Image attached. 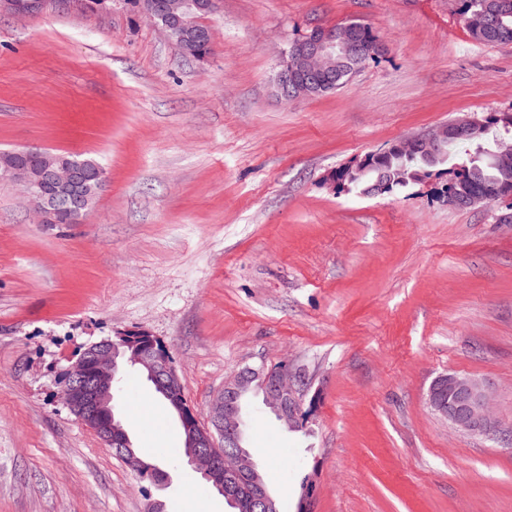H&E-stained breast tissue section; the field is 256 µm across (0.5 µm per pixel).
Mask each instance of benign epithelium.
Masks as SVG:
<instances>
[{"label": "benign epithelium", "instance_id": "1", "mask_svg": "<svg viewBox=\"0 0 512 512\" xmlns=\"http://www.w3.org/2000/svg\"><path fill=\"white\" fill-rule=\"evenodd\" d=\"M45 0H0V12L30 16L41 11ZM219 0H139V15L156 25L164 36L182 46L187 35L195 43H207L210 31L195 24L196 16L209 15L218 9ZM472 27L492 33L500 26V14L480 11L469 20ZM355 28L345 26L336 31L313 29L292 51L281 54L275 85L284 99L301 97L304 90H322L336 83V57H341L343 73L354 77L363 48L354 39ZM472 126L468 122L446 124L439 129L410 136L388 151H416L428 156L446 137L465 138ZM0 178L20 188L37 224H73L83 222L89 213L85 190L93 185L100 189L106 173L84 166L68 155L41 149L0 152ZM139 365L147 379L162 395L173 400L186 435L188 463L228 501L236 502L232 483L251 477L255 462L243 449L240 432V402L252 391L262 392L279 420L290 429L308 423L309 411L317 396L307 397L306 373L284 363L275 368L241 367L224 382L209 408L208 424L199 422L187 400L179 399L183 382L169 350L144 331L121 333L85 347L67 370L60 395L71 412L92 429L109 448L120 449V456L132 471L139 474L145 465L131 449L127 432L114 412L107 408L113 397V383L120 375L119 363ZM432 410L456 428L476 435L496 431L490 411L488 389L479 381L455 373L435 379L427 393ZM237 448L238 465L224 475L219 464L222 449ZM316 485L306 482L298 512H313ZM262 512H277L275 498L259 480H252L249 507Z\"/></svg>", "mask_w": 512, "mask_h": 512}]
</instances>
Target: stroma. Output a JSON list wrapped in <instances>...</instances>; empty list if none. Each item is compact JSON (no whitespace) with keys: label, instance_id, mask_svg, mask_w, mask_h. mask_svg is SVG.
I'll use <instances>...</instances> for the list:
<instances>
[{"label":"stroma","instance_id":"stroma-1","mask_svg":"<svg viewBox=\"0 0 512 512\" xmlns=\"http://www.w3.org/2000/svg\"><path fill=\"white\" fill-rule=\"evenodd\" d=\"M462 0H221L213 51L182 57L122 0L0 15V151L90 158L107 181L80 224H37L0 181V512H229L185 462L144 378L114 404L168 475L139 478L69 410L86 346L141 330L188 401L244 365L305 371L318 404L285 428L244 403L279 512L314 475L315 512H512V200L465 210L444 177L381 196L327 176L449 120L512 111V45L470 36ZM349 20L386 50L344 87L280 99L279 55ZM486 385L499 434L427 404L436 377Z\"/></svg>","mask_w":512,"mask_h":512}]
</instances>
